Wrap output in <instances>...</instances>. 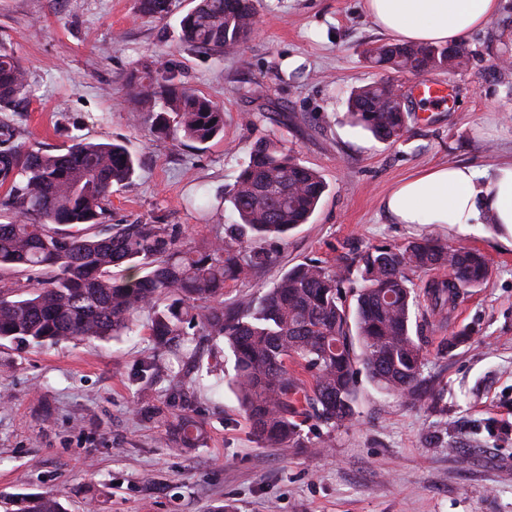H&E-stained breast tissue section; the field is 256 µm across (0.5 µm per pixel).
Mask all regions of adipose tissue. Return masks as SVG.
<instances>
[{
  "label": "adipose tissue",
  "instance_id": "ef3b65f1",
  "mask_svg": "<svg viewBox=\"0 0 512 512\" xmlns=\"http://www.w3.org/2000/svg\"><path fill=\"white\" fill-rule=\"evenodd\" d=\"M372 22L401 43L457 42L482 28L500 0H364ZM398 224L493 225L512 236V161L479 171L467 164L416 172L382 201Z\"/></svg>",
  "mask_w": 512,
  "mask_h": 512
}]
</instances>
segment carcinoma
<instances>
[{"mask_svg":"<svg viewBox=\"0 0 512 512\" xmlns=\"http://www.w3.org/2000/svg\"><path fill=\"white\" fill-rule=\"evenodd\" d=\"M194 2L180 20L184 46L221 55L246 42L258 0ZM140 11L160 19L169 0H140ZM370 58L395 72L411 59L447 71L463 67L466 52L383 43ZM130 84L157 132L205 144L224 131L223 110L183 86L172 64L161 62ZM26 97L24 68L0 44V105ZM347 106L353 122L380 141L407 131L409 113L391 105L385 79L351 91ZM136 164L125 145L82 136L58 151L27 149L13 124L0 121V276L15 277L0 289V341L45 347L127 336L139 329L142 311L150 313L148 330L161 350L179 351L190 335L221 340L234 358L231 384L265 445H301L309 420L331 429L351 420L361 370L382 389L422 395L425 341L413 334L420 297L435 310L453 308L490 273L484 254L422 239L364 252L340 268L298 264L257 296L226 303L224 284L268 265L265 243L307 223L327 183L276 142L260 140L220 197L235 217L229 234L198 245L178 224L109 223L113 188L131 183ZM414 270L437 273L421 294L409 278ZM169 427L186 445L197 439L184 415ZM11 506L61 512L52 495Z\"/></svg>","mask_w":512,"mask_h":512,"instance_id":"1","label":"carcinoma"}]
</instances>
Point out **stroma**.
Masks as SVG:
<instances>
[{
    "mask_svg": "<svg viewBox=\"0 0 512 512\" xmlns=\"http://www.w3.org/2000/svg\"><path fill=\"white\" fill-rule=\"evenodd\" d=\"M191 0H171L161 20L139 0H0V42L26 70V102L0 108L32 149L82 135L123 141L139 160L113 192L110 221L178 224L196 243L230 223L228 209L201 213L196 187L222 195L260 139L280 142L320 172L328 190L308 223L272 243L273 260L227 283L224 298L259 292L289 266L343 258L430 237L483 253L491 273L443 313L420 307L428 341L427 393L412 400L358 376L351 421L303 427L300 448L253 439L227 380L221 346L190 341L186 355H158L145 336L73 339L42 349L0 344V501L57 491L63 512H512V239L488 227L398 224L381 207L417 171L512 159V0L460 41L466 68L432 72L451 88L445 108L418 101L395 143L351 125V89L384 76L365 52L387 42L362 0H261L254 31L235 54L184 48L179 21ZM224 110V134L198 145L158 136L130 85L154 61ZM469 336L442 343L460 327ZM159 361L156 383L141 371ZM186 381V399L169 380ZM190 416L193 448L163 417Z\"/></svg>",
    "mask_w": 512,
    "mask_h": 512,
    "instance_id": "35a3bbf8",
    "label": "stroma"
}]
</instances>
